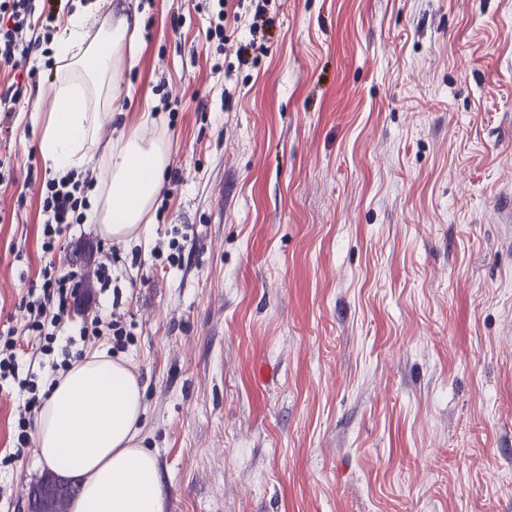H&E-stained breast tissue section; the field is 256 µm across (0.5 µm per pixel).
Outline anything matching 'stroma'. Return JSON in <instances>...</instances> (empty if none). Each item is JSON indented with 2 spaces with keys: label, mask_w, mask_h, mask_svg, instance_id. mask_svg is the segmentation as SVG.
I'll use <instances>...</instances> for the list:
<instances>
[{
  "label": "stroma",
  "mask_w": 512,
  "mask_h": 512,
  "mask_svg": "<svg viewBox=\"0 0 512 512\" xmlns=\"http://www.w3.org/2000/svg\"><path fill=\"white\" fill-rule=\"evenodd\" d=\"M122 9L134 60L88 169L123 133L167 148L114 267L165 512H512V0H97L89 33ZM54 77L0 71L22 83L0 132L17 328ZM17 408L0 392V512L44 471L5 460Z\"/></svg>",
  "instance_id": "obj_1"
}]
</instances>
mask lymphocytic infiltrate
Instances as JSON below:
<instances>
[{
	"instance_id": "1",
	"label": "lymphocytic infiltrate",
	"mask_w": 512,
	"mask_h": 512,
	"mask_svg": "<svg viewBox=\"0 0 512 512\" xmlns=\"http://www.w3.org/2000/svg\"><path fill=\"white\" fill-rule=\"evenodd\" d=\"M52 0H0V67L16 66L40 45L39 38H25L32 27L34 15L51 17ZM88 174L66 172L47 181L40 206L44 216L41 226L42 250L50 254V261L37 277L28 279L27 288L19 300L25 313L22 328L0 329V387L18 389L22 402L12 437L11 460L23 458L31 445V432L41 407L48 397L42 388V379L34 369H23L19 350L21 336H29L35 354L54 353L60 329L76 315H83L80 336H108L112 352H122L128 333L119 309L120 296H113L108 315L94 313L95 302L83 292L85 266L74 262L53 260L55 251L84 254L86 264L95 267L100 291L112 286V260L105 255L102 240L84 238L66 239L71 225L81 223L86 206L84 193L91 182Z\"/></svg>"
}]
</instances>
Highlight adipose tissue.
I'll use <instances>...</instances> for the list:
<instances>
[{"instance_id": "adipose-tissue-1", "label": "adipose tissue", "mask_w": 512, "mask_h": 512, "mask_svg": "<svg viewBox=\"0 0 512 512\" xmlns=\"http://www.w3.org/2000/svg\"><path fill=\"white\" fill-rule=\"evenodd\" d=\"M92 0H73L65 31L53 47L56 86L48 117L32 113L38 148L58 171L86 170L102 109L119 95L131 27L121 15L88 38ZM168 163L163 140L119 137L106 157L89 215L103 238L127 242L148 233ZM144 388L123 361L101 350L73 361L59 376L37 417L34 445L41 463L80 479L72 512H164V481L155 455L137 437Z\"/></svg>"}]
</instances>
